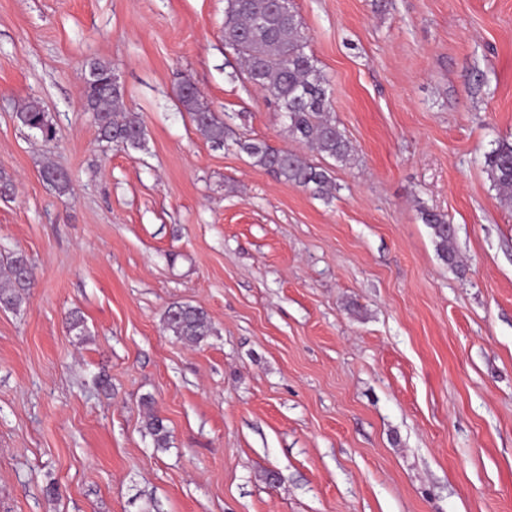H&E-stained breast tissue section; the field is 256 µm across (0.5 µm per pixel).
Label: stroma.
<instances>
[{
  "label": "stroma",
  "mask_w": 512,
  "mask_h": 512,
  "mask_svg": "<svg viewBox=\"0 0 512 512\" xmlns=\"http://www.w3.org/2000/svg\"><path fill=\"white\" fill-rule=\"evenodd\" d=\"M291 5L347 164L288 137L224 43L226 0H0V257L34 271L0 309V512H512V206L483 167L512 141V0ZM96 58L142 149L99 140ZM32 98L53 139L15 121ZM249 140L335 191L254 166ZM177 303L208 313L200 343L165 330ZM180 102L185 111L192 114L199 131L213 144L223 146L224 120L215 112H212L207 105H204L201 96L181 95ZM253 164L274 174L276 178L296 186L310 189L317 195H329L333 188L329 173L310 163L292 150L274 148L265 142L241 145ZM420 213L423 223L427 224L432 231L441 258L448 265H456V253L451 245L454 230L448 221L447 215L425 208L421 209Z\"/></svg>",
  "instance_id": "1"
}]
</instances>
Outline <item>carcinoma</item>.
<instances>
[{
    "mask_svg": "<svg viewBox=\"0 0 512 512\" xmlns=\"http://www.w3.org/2000/svg\"><path fill=\"white\" fill-rule=\"evenodd\" d=\"M224 12V42L233 49L249 80L274 102L287 120L293 141L323 154L338 163H347L352 146L331 118L328 80L317 67L313 55L306 52L307 39L296 14L287 17L273 9L272 0H227ZM85 109L97 110L98 138L123 149H140L145 130L140 118L121 109L123 91L104 89L96 82L85 83ZM185 111L192 114L199 131L213 144L224 145V120L204 105L199 97L181 96ZM18 124L40 133L46 139L54 135L52 124L40 103L31 100L15 112ZM253 164L274 174L276 178L310 189L317 195H328L333 188L329 173L292 150L274 148L264 142L241 145ZM484 168L501 199L512 202V142L499 141L484 156ZM44 177L54 178L61 195L70 192V180L61 167L47 163ZM422 221L431 229L441 258L457 264L451 245L454 230L447 215L421 209ZM33 279L27 257L14 252L0 261V306L19 307L28 299ZM168 332L190 344L200 343L211 332L207 312L189 304H174L164 314ZM146 429L155 445H167L168 432L162 419L148 417Z\"/></svg>",
    "mask_w": 512,
    "mask_h": 512,
    "instance_id": "cac0c4a2",
    "label": "carcinoma"
}]
</instances>
